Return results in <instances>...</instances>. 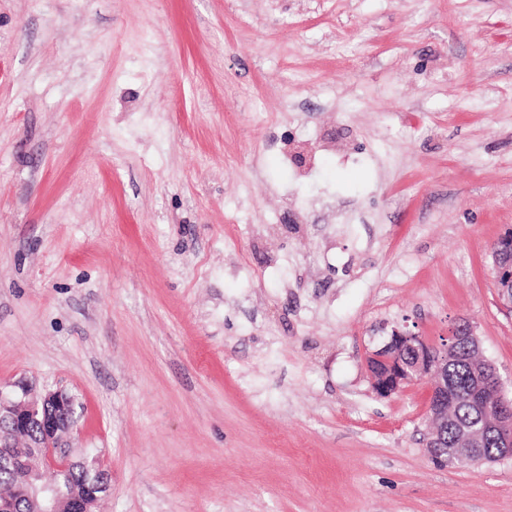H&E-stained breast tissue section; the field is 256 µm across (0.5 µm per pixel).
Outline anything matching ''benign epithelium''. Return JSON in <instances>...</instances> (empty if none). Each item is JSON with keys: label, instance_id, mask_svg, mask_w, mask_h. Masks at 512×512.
Segmentation results:
<instances>
[{"label": "benign epithelium", "instance_id": "1", "mask_svg": "<svg viewBox=\"0 0 512 512\" xmlns=\"http://www.w3.org/2000/svg\"><path fill=\"white\" fill-rule=\"evenodd\" d=\"M462 346L481 352L473 326L457 321L448 335V342L438 347L421 336L392 329L388 341L367 358L373 388L379 397H388L414 381H427L431 386L429 413L434 426L426 444L431 457L448 452L452 461L467 466L478 462H496L512 458V400L503 393L496 367L475 381L473 407L480 410L481 419L473 427L458 432L456 447L444 448V432L448 430V406L456 400L444 367L448 352ZM75 399L62 390H46L36 400L12 401L0 394V461L13 467L24 485L32 512H90L79 493L67 495L61 488L44 479L49 471L64 470L70 462L71 441L75 429L63 423L74 418ZM42 434L41 453L37 461H24L17 456L15 440L31 430ZM495 443L484 448L486 440Z\"/></svg>", "mask_w": 512, "mask_h": 512}]
</instances>
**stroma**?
<instances>
[{"label": "stroma", "instance_id": "obj_1", "mask_svg": "<svg viewBox=\"0 0 512 512\" xmlns=\"http://www.w3.org/2000/svg\"><path fill=\"white\" fill-rule=\"evenodd\" d=\"M512 0H0V391L72 394L97 512H512L384 330L512 396ZM458 346L464 348L456 349ZM454 349L455 353L448 355V351ZM467 350L481 355L479 340L468 321L455 322L443 347L427 342L418 334L394 328L388 341L367 358L375 393L378 397H388L411 382L426 380L431 386L428 410L434 423L426 447L432 458L448 452V459L463 466L511 459L512 401L503 393L496 367L485 358L491 369L476 379L475 399L472 401L473 407L480 409L481 419L472 428L459 430L455 448H443L447 439L448 446L454 444L458 428L472 424L477 416L466 394L473 371L484 364ZM447 361L446 379L444 367ZM448 386L460 394L449 417L448 406L456 397ZM486 386L494 387L496 394L493 400L486 401ZM488 439L495 445L488 441L481 448Z\"/></svg>", "mask_w": 512, "mask_h": 512}]
</instances>
